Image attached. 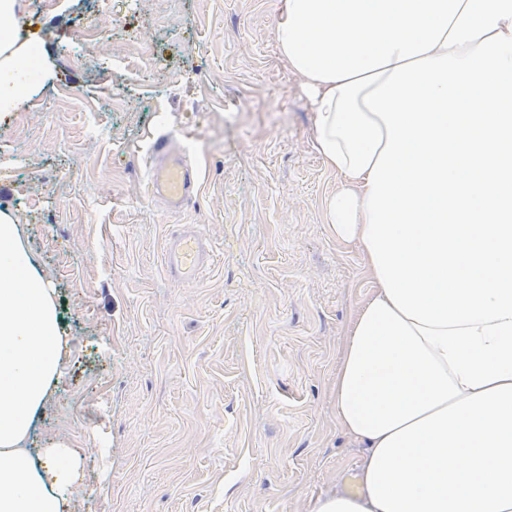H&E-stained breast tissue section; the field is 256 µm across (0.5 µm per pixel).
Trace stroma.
Returning <instances> with one entry per match:
<instances>
[{
  "instance_id": "stroma-1",
  "label": "stroma",
  "mask_w": 512,
  "mask_h": 512,
  "mask_svg": "<svg viewBox=\"0 0 512 512\" xmlns=\"http://www.w3.org/2000/svg\"><path fill=\"white\" fill-rule=\"evenodd\" d=\"M278 0H57L27 6L48 77L0 118L10 209L61 305L69 349L30 447L73 448L67 512H312L354 482L336 427L341 338L371 283L324 202L302 77L279 58ZM112 31L117 61L84 42ZM172 134L197 175L180 210L147 185ZM200 279L163 251L189 226Z\"/></svg>"
}]
</instances>
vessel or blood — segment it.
I'll return each instance as SVG.
<instances>
[{
  "mask_svg": "<svg viewBox=\"0 0 512 512\" xmlns=\"http://www.w3.org/2000/svg\"><path fill=\"white\" fill-rule=\"evenodd\" d=\"M151 149L155 156L149 173L151 190L170 209H181L191 196L195 173L171 137H156ZM205 255L201 232L188 230L169 246L165 253V264L175 276L189 275L196 278L203 272Z\"/></svg>",
  "mask_w": 512,
  "mask_h": 512,
  "instance_id": "obj_1",
  "label": "vessel or blood"
}]
</instances>
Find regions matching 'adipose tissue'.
Here are the masks:
<instances>
[{
    "label": "adipose tissue",
    "mask_w": 512,
    "mask_h": 512,
    "mask_svg": "<svg viewBox=\"0 0 512 512\" xmlns=\"http://www.w3.org/2000/svg\"><path fill=\"white\" fill-rule=\"evenodd\" d=\"M0 0V112L47 77ZM324 202L373 284L331 396L360 491L313 512H512V0H279ZM69 347L54 291L0 210V512H65L72 449L27 443Z\"/></svg>",
    "instance_id": "adipose-tissue-1"
}]
</instances>
